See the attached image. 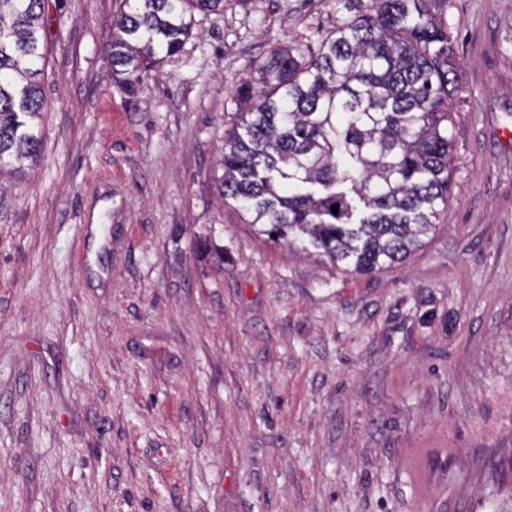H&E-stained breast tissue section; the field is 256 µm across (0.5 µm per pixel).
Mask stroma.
<instances>
[{
	"instance_id": "stroma-1",
	"label": "stroma",
	"mask_w": 512,
	"mask_h": 512,
	"mask_svg": "<svg viewBox=\"0 0 512 512\" xmlns=\"http://www.w3.org/2000/svg\"><path fill=\"white\" fill-rule=\"evenodd\" d=\"M119 5L45 0L42 157L0 176V512H512V0H432L448 209L368 275L217 188L239 91L346 0H224L131 90Z\"/></svg>"
}]
</instances>
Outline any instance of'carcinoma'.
I'll return each instance as SVG.
<instances>
[{
    "mask_svg": "<svg viewBox=\"0 0 512 512\" xmlns=\"http://www.w3.org/2000/svg\"><path fill=\"white\" fill-rule=\"evenodd\" d=\"M319 52L273 47L224 134L220 195L259 235L363 275L403 262L448 209L455 61L430 0H369ZM45 0H0V169L39 158ZM224 0H121L112 75L133 86ZM338 206L332 213L331 206Z\"/></svg>",
    "mask_w": 512,
    "mask_h": 512,
    "instance_id": "1",
    "label": "carcinoma"
}]
</instances>
